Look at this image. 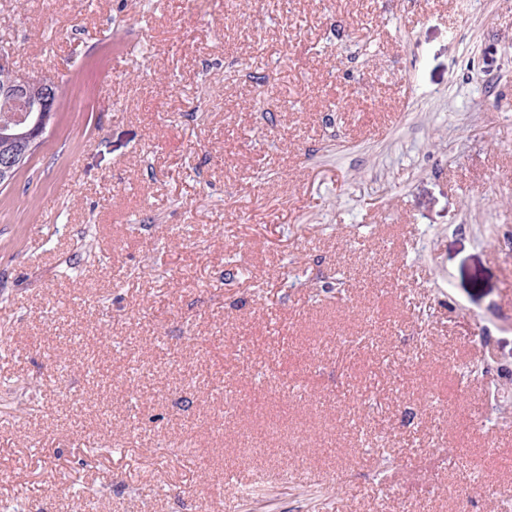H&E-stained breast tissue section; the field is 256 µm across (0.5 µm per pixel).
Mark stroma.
<instances>
[{
  "instance_id": "obj_1",
  "label": "stroma",
  "mask_w": 512,
  "mask_h": 512,
  "mask_svg": "<svg viewBox=\"0 0 512 512\" xmlns=\"http://www.w3.org/2000/svg\"><path fill=\"white\" fill-rule=\"evenodd\" d=\"M62 80L0 191V504L512 512V0H0Z\"/></svg>"
}]
</instances>
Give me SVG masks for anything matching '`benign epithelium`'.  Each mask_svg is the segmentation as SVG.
<instances>
[{"label": "benign epithelium", "instance_id": "1", "mask_svg": "<svg viewBox=\"0 0 512 512\" xmlns=\"http://www.w3.org/2000/svg\"><path fill=\"white\" fill-rule=\"evenodd\" d=\"M13 58V48L9 46L0 48V69L14 72V81L10 87L5 89V92L12 99L23 104V112L15 117V121L29 123L32 140L37 144L43 141L56 111L54 101L55 80L25 76L15 71ZM33 85L44 87L45 94L43 97L29 98V88Z\"/></svg>", "mask_w": 512, "mask_h": 512}]
</instances>
